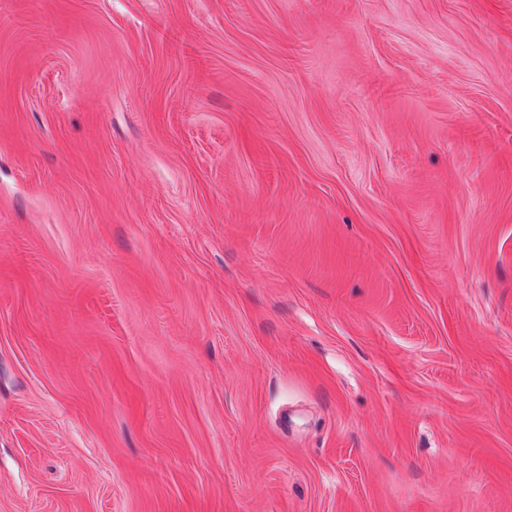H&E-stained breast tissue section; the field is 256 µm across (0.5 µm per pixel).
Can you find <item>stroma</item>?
I'll use <instances>...</instances> for the list:
<instances>
[{
    "label": "stroma",
    "mask_w": 512,
    "mask_h": 512,
    "mask_svg": "<svg viewBox=\"0 0 512 512\" xmlns=\"http://www.w3.org/2000/svg\"><path fill=\"white\" fill-rule=\"evenodd\" d=\"M0 512H512V0H0Z\"/></svg>",
    "instance_id": "35a3bbf8"
}]
</instances>
